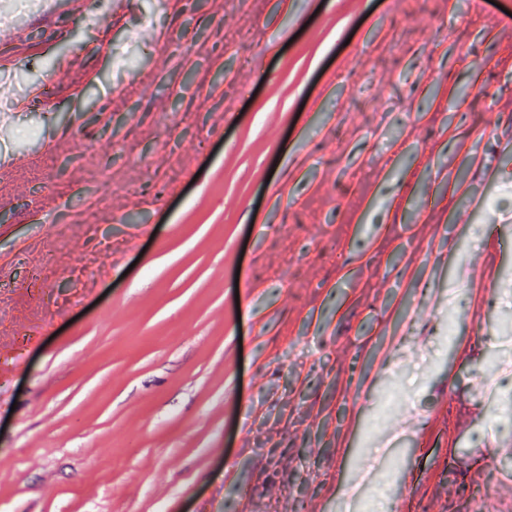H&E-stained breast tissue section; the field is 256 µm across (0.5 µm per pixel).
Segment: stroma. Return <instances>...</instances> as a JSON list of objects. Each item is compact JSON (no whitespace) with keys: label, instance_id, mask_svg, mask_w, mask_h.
<instances>
[{"label":"stroma","instance_id":"stroma-1","mask_svg":"<svg viewBox=\"0 0 512 512\" xmlns=\"http://www.w3.org/2000/svg\"><path fill=\"white\" fill-rule=\"evenodd\" d=\"M135 2L0 39V512H512L504 0Z\"/></svg>","mask_w":512,"mask_h":512}]
</instances>
